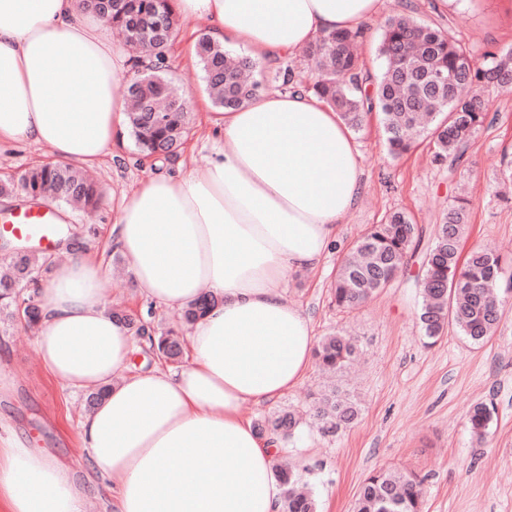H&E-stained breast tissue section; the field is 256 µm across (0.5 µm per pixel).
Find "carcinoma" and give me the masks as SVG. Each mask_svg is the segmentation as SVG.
Instances as JSON below:
<instances>
[{
    "label": "carcinoma",
    "mask_w": 512,
    "mask_h": 512,
    "mask_svg": "<svg viewBox=\"0 0 512 512\" xmlns=\"http://www.w3.org/2000/svg\"><path fill=\"white\" fill-rule=\"evenodd\" d=\"M123 32L132 47L153 57L147 72L127 84L125 97L131 102L126 120L131 136L145 156L170 159L190 132L191 117L186 94L165 69L174 39L177 17L170 0H97L89 7ZM358 33L341 30L321 36L305 54L316 73L313 91L338 112L354 131L364 128L368 115L377 113L390 152L399 157L409 152L415 139L431 137L437 162L453 167L464 155L471 138L483 127L488 112L479 89L485 85L512 84V49L488 52L482 65L473 63L466 47L441 30L411 14L389 18L384 25L378 54L383 60L373 92L363 89V78L350 43ZM195 55L203 73L205 89L220 112L250 103L262 90L258 81L245 77L254 67L245 56L234 55L210 33L200 34ZM22 196L44 204H72L77 208L100 202L98 186L80 168L69 163H47L16 178L0 180V199ZM467 203L457 201L431 235L424 253L422 274L417 279L422 303L419 324L423 336L435 343L448 328L474 344L484 343L497 330L505 315V298L512 293V273L493 250L480 247L462 254V241L469 226ZM423 229L404 212H394L386 223L374 224L358 241L352 255L344 258L333 284L336 304L356 308L387 288L400 274L407 257L415 253ZM52 260L40 253L17 254L12 273L0 277V313L14 323L38 324L40 308L34 297L22 298L18 288L39 283L50 273ZM215 299L202 298L181 309L180 321L192 323ZM133 335L150 344L166 361L176 363L183 355L182 339L174 330L155 335L140 319L114 312ZM357 341L330 334L319 342L315 357L328 372H342L354 358ZM494 408L474 404L468 415L473 438L485 441ZM316 416L330 429L352 424L358 407L334 393L321 398ZM261 433L291 441L298 421L281 412L255 424ZM284 512H318L317 501L301 474L278 466ZM355 512H424L421 482L413 474L379 469L360 485Z\"/></svg>",
    "instance_id": "obj_1"
}]
</instances>
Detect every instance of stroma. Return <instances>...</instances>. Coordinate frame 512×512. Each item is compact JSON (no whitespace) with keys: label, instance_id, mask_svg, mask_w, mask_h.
Returning a JSON list of instances; mask_svg holds the SVG:
<instances>
[{"label":"stroma","instance_id":"35a3bbf8","mask_svg":"<svg viewBox=\"0 0 512 512\" xmlns=\"http://www.w3.org/2000/svg\"><path fill=\"white\" fill-rule=\"evenodd\" d=\"M413 9L482 62L485 53L512 48V9L502 0H379L377 20L364 26L357 53L363 72L377 75V53L387 18ZM202 21L179 25L167 64L189 91L193 104L207 102L194 43ZM490 124L471 140L455 168L434 161L427 139L401 157L389 155L376 119L354 133L363 170L362 199L340 225L337 240L316 271L300 270L287 279L284 297L298 305L316 336L340 331L358 339L356 364L327 378L310 365L299 383L281 396L248 407L257 419L295 409L305 422L288 457L308 472L320 512H353L357 491L374 470L393 468L423 481L426 512H512V308L497 332L475 345L455 333L429 343L417 320L416 280L422 253H415L402 276L362 307H337L331 283L340 259L371 225L393 210L409 213L433 230L459 195L470 200V230L464 250L489 246L512 260V187L501 184L504 155H512V91L481 89ZM212 132L195 119L177 158L139 154L125 128L114 134L111 154L99 165L103 202L98 211L71 214L84 246L104 262L112 260L110 231L124 194L158 171L188 172L211 155ZM108 302L126 307L152 330L173 326L175 312L141 295L132 276L107 277ZM35 330L0 324V436H16L46 449L78 479L91 470L78 438L85 416V393L52 379L35 350ZM335 390L356 400L361 412L348 428L322 430L311 407ZM496 416L486 444L472 440L467 415L478 402Z\"/></svg>","mask_w":512,"mask_h":512}]
</instances>
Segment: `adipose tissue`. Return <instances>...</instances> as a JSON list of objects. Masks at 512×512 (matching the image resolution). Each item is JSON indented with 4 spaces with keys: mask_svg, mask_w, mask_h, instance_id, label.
Returning <instances> with one entry per match:
<instances>
[{
    "mask_svg": "<svg viewBox=\"0 0 512 512\" xmlns=\"http://www.w3.org/2000/svg\"><path fill=\"white\" fill-rule=\"evenodd\" d=\"M183 21L276 62L322 35L375 19L378 0H172ZM98 14L75 0H0V152L48 148L94 167L127 110L128 69ZM213 156L184 176L157 173L120 205L112 243L136 285L175 308L209 291L219 305L188 327L180 368L129 370L133 339L112 316L106 266L70 240L39 291L35 341L46 371L74 391L105 389L82 420L112 512H282L277 441L246 405L296 386L312 360L310 319L284 298L291 272L317 267L357 208L363 171L337 112L313 92L263 94L208 118ZM87 496L42 449L0 438L5 512H81Z\"/></svg>",
    "mask_w": 512,
    "mask_h": 512,
    "instance_id": "obj_1",
    "label": "adipose tissue"
}]
</instances>
